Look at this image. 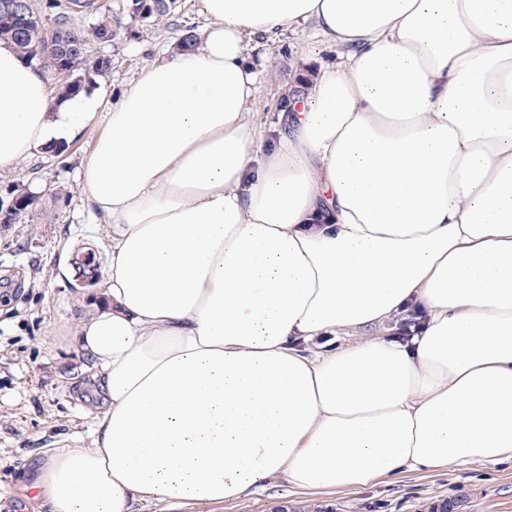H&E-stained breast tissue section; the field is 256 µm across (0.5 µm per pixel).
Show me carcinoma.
Listing matches in <instances>:
<instances>
[{"label":"carcinoma","instance_id":"cac0c4a2","mask_svg":"<svg viewBox=\"0 0 512 512\" xmlns=\"http://www.w3.org/2000/svg\"><path fill=\"white\" fill-rule=\"evenodd\" d=\"M119 8L130 23L102 13V7L94 6L92 0H33L25 33L19 20L0 10V40L13 42L27 61L54 76L62 89L74 94L90 85L93 77L103 76L111 69L110 58L93 53L94 44L114 41L133 25L150 26L170 16L177 8V0H123ZM46 9L52 11L51 21L64 33V42L53 49L45 47L49 29L43 19ZM95 12L99 17L92 26L87 28L77 22L78 16ZM197 40L195 28L186 27L176 38L175 48L190 49Z\"/></svg>","mask_w":512,"mask_h":512}]
</instances>
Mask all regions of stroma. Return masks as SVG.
Masks as SVG:
<instances>
[{
	"instance_id": "35a3bbf8",
	"label": "stroma",
	"mask_w": 512,
	"mask_h": 512,
	"mask_svg": "<svg viewBox=\"0 0 512 512\" xmlns=\"http://www.w3.org/2000/svg\"><path fill=\"white\" fill-rule=\"evenodd\" d=\"M181 3V10L156 25L97 45L112 60L110 72L94 81L105 101L165 60L179 29L207 26L201 0ZM248 50L269 63L252 106L254 129L266 139L304 66L336 64L338 53L307 27L271 46L251 42ZM104 126L97 120L67 142L63 154L36 152L0 173V201H9L11 188L32 185L40 200L38 212L0 227V512H38L24 488L44 449L91 445L89 362L73 340L81 301L73 278L60 276L59 262L64 250L88 244L108 253L107 223L80 193L84 163ZM445 499L462 500V512H512V461L421 469L336 492L303 493L271 479L247 497L212 505L210 512H273L282 503L316 504L331 512H428Z\"/></svg>"
}]
</instances>
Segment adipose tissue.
Wrapping results in <instances>:
<instances>
[{"label":"adipose tissue","instance_id":"adipose-tissue-1","mask_svg":"<svg viewBox=\"0 0 512 512\" xmlns=\"http://www.w3.org/2000/svg\"><path fill=\"white\" fill-rule=\"evenodd\" d=\"M195 48L112 104L80 184L112 228L74 331L104 397L49 451V512L205 507L271 478L346 490L512 460V0H202ZM312 25L258 138L249 42ZM0 40V171L94 123ZM418 312L410 339L349 335Z\"/></svg>","mask_w":512,"mask_h":512}]
</instances>
